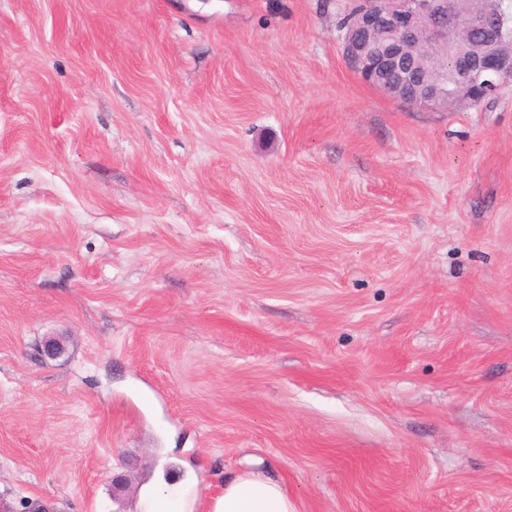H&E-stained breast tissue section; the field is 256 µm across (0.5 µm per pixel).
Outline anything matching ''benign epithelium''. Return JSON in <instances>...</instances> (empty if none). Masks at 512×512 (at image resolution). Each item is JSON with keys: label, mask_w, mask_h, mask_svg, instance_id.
I'll return each instance as SVG.
<instances>
[{"label": "benign epithelium", "mask_w": 512, "mask_h": 512, "mask_svg": "<svg viewBox=\"0 0 512 512\" xmlns=\"http://www.w3.org/2000/svg\"><path fill=\"white\" fill-rule=\"evenodd\" d=\"M502 2L358 0L339 29L343 57L365 83L410 106L478 107L512 78V49L503 48L512 14Z\"/></svg>", "instance_id": "benign-epithelium-1"}]
</instances>
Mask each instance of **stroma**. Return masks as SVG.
<instances>
[{"label":"stroma","mask_w":512,"mask_h":512,"mask_svg":"<svg viewBox=\"0 0 512 512\" xmlns=\"http://www.w3.org/2000/svg\"><path fill=\"white\" fill-rule=\"evenodd\" d=\"M346 5L0 0L14 512L248 460L297 512H512V83L406 106Z\"/></svg>","instance_id":"obj_1"}]
</instances>
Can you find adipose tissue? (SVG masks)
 Here are the masks:
<instances>
[{
    "instance_id": "adipose-tissue-1",
    "label": "adipose tissue",
    "mask_w": 512,
    "mask_h": 512,
    "mask_svg": "<svg viewBox=\"0 0 512 512\" xmlns=\"http://www.w3.org/2000/svg\"><path fill=\"white\" fill-rule=\"evenodd\" d=\"M200 503L207 512H296L281 479L252 470L226 476L222 488L203 502L189 488L178 487L169 495L157 496L151 512H195Z\"/></svg>"
}]
</instances>
